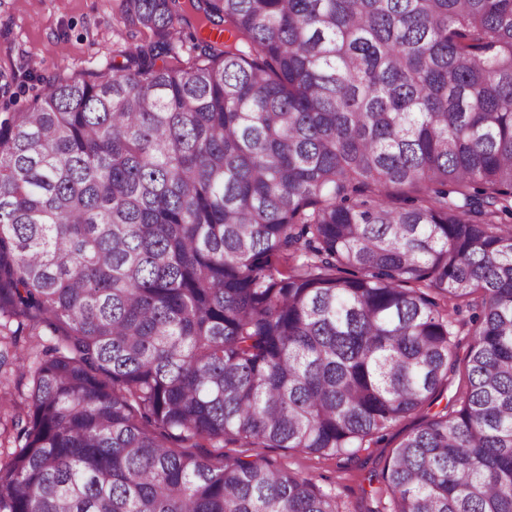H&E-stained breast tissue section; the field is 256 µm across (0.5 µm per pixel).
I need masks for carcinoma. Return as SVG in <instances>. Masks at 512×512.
<instances>
[{
  "mask_svg": "<svg viewBox=\"0 0 512 512\" xmlns=\"http://www.w3.org/2000/svg\"><path fill=\"white\" fill-rule=\"evenodd\" d=\"M121 13L117 72L0 121V512H343L223 449L413 414L376 512H512V0Z\"/></svg>",
  "mask_w": 512,
  "mask_h": 512,
  "instance_id": "obj_1",
  "label": "carcinoma"
}]
</instances>
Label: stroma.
Segmentation results:
<instances>
[{
  "label": "stroma",
  "instance_id": "1",
  "mask_svg": "<svg viewBox=\"0 0 512 512\" xmlns=\"http://www.w3.org/2000/svg\"><path fill=\"white\" fill-rule=\"evenodd\" d=\"M147 35L127 24L119 0H0V119L27 111L49 85L82 79L122 63V50ZM418 416L402 418L351 457L323 459L298 449L264 448L261 456L301 477L315 478L347 512H375L369 482Z\"/></svg>",
  "mask_w": 512,
  "mask_h": 512
}]
</instances>
